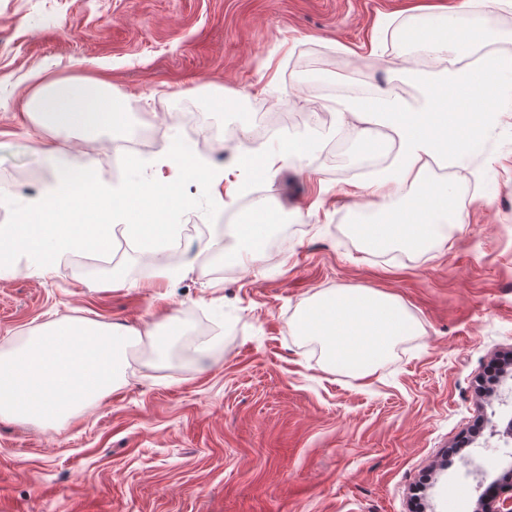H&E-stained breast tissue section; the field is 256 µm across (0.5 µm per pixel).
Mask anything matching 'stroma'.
Here are the masks:
<instances>
[{"label":"stroma","mask_w":512,"mask_h":512,"mask_svg":"<svg viewBox=\"0 0 512 512\" xmlns=\"http://www.w3.org/2000/svg\"><path fill=\"white\" fill-rule=\"evenodd\" d=\"M457 0H0V177L18 193L0 224L57 170L97 163L122 182L126 160H100L110 133L68 136L53 162L28 134L24 102L46 77L100 80L164 132L140 173L170 144L209 142L248 103L269 105L285 135L329 143L350 133L344 160L309 153L254 173L276 140L240 126L224 168L240 189L210 205L181 184L184 233L209 247L192 270L157 288L125 250L123 288H84L98 275L76 254L46 275L0 273V350L61 317L123 323L157 335L178 316L208 336L211 361L163 367L135 354L126 382L65 428L0 420V512H474L512 469V443L491 433L512 419V380L482 392L490 362L512 353V112L492 114L481 144L448 167L464 229L445 244L389 257L356 234V203L374 170L358 119L337 113L359 88H419L384 64L414 6ZM206 125L186 133L182 117ZM250 149L242 162L239 146ZM276 221V256L240 263L228 234L251 195ZM373 288L398 297L416 324L360 380L331 369L321 346L288 323L317 292Z\"/></svg>","instance_id":"stroma-1"}]
</instances>
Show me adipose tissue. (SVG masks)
<instances>
[{"instance_id":"1","label":"adipose tissue","mask_w":512,"mask_h":512,"mask_svg":"<svg viewBox=\"0 0 512 512\" xmlns=\"http://www.w3.org/2000/svg\"><path fill=\"white\" fill-rule=\"evenodd\" d=\"M460 10L411 17L400 41L402 50L388 60L389 71L415 77L420 96L407 104L391 87H376L369 97L346 102L344 113L389 129L398 145L391 168L370 183L373 196L400 195L401 203L380 220L357 225L376 249L396 246L421 250L463 229L456 198L448 187L426 186L430 160L448 162L474 148L487 115L512 109V73L497 72L493 61L459 66L461 55L494 41L496 28L464 23ZM412 45L447 59L446 68L421 73L403 49ZM129 103L116 100L108 85L77 80H42L26 109L36 131H117V113ZM174 178L166 183L130 179L119 188L98 182L91 166L61 170L52 184L32 197L17 224L0 226V271H53L61 259L77 253L106 256L115 235L144 259L148 277L161 286L181 277L193 261L192 250H206L200 239L180 237L172 213L192 202L183 195L179 175H192L200 194H213L224 171L210 162H194L191 148L175 144L162 161ZM273 225L267 206L244 213L229 234L238 258H261ZM317 341L329 367L362 379L373 374L393 345L413 330V322L394 296L370 288H336L314 298L291 324Z\"/></svg>"}]
</instances>
